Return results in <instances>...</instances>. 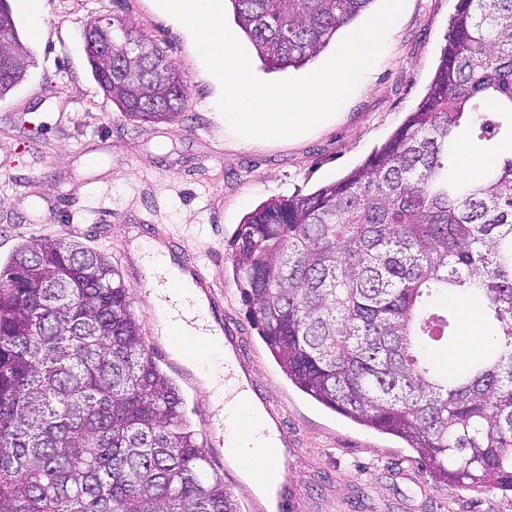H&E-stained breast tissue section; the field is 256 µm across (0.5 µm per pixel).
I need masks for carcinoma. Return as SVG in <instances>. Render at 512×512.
<instances>
[{
    "mask_svg": "<svg viewBox=\"0 0 512 512\" xmlns=\"http://www.w3.org/2000/svg\"><path fill=\"white\" fill-rule=\"evenodd\" d=\"M269 70L299 68L375 0H226ZM0 30L22 45L7 0ZM103 84L128 119L188 106V81L138 27ZM27 77L0 76V100ZM512 136V0H457L440 63L404 124L359 166L271 199L230 242L250 321L288 380L412 448L438 482L512 492V155L453 182L459 135ZM482 302L492 341L447 373L425 351L458 338L440 298ZM105 254L37 239L0 267V512H239L182 398L145 348Z\"/></svg>",
    "mask_w": 512,
    "mask_h": 512,
    "instance_id": "1",
    "label": "carcinoma"
}]
</instances>
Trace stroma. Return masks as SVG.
Instances as JSON below:
<instances>
[{"mask_svg": "<svg viewBox=\"0 0 512 512\" xmlns=\"http://www.w3.org/2000/svg\"><path fill=\"white\" fill-rule=\"evenodd\" d=\"M457 0H406L386 45L334 120L299 139L241 142L215 108L217 82L189 30L156 0H43L46 33L31 38L25 81L0 101V266L37 238L75 239L118 268L140 324L150 309L132 254L156 226L175 262L191 261L215 286L224 320L240 338L239 367L265 395L293 440L291 512H512V493L439 485L417 454L390 435L329 411L293 386L252 326L233 274L230 241L258 205L309 193L360 165L421 101L440 60ZM126 18L154 40L189 84L188 107L170 123L126 119L97 82L85 52V23ZM69 23H62V16ZM169 371L196 432L212 406L199 384ZM209 463L241 512H268L223 449Z\"/></svg>", "mask_w": 512, "mask_h": 512, "instance_id": "35a3bbf8", "label": "stroma"}]
</instances>
